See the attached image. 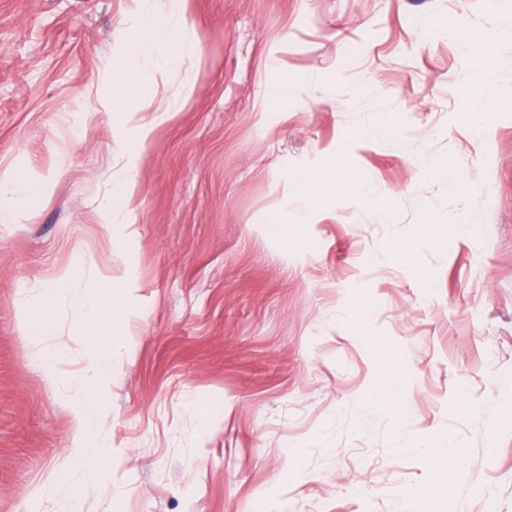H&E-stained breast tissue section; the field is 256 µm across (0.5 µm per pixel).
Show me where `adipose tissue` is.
I'll return each mask as SVG.
<instances>
[{"instance_id": "ef3b65f1", "label": "adipose tissue", "mask_w": 512, "mask_h": 512, "mask_svg": "<svg viewBox=\"0 0 512 512\" xmlns=\"http://www.w3.org/2000/svg\"><path fill=\"white\" fill-rule=\"evenodd\" d=\"M183 8L170 10L153 8L140 13L133 35L126 43L129 65L122 70L112 71L110 78L119 88H132L145 97L154 96L158 78L163 69L150 66L149 60L161 57L167 63H175L188 56H199L196 43L185 42L180 36ZM512 38V28L500 29L489 34L473 32L469 35L471 44L470 66L462 79L463 89L480 86L490 79L494 71L512 65V59L491 54L490 48L498 41ZM137 182L129 175L116 179L115 191L110 200L101 205L104 222L102 230L114 245H121L125 238L135 233L133 225L128 224V206L137 192ZM329 190L340 195L360 193L369 197L373 187L358 185L351 176L342 173H330L329 176H311L297 186V197L303 206H310L318 191ZM109 302L99 279L87 280L82 296L77 304L78 321L89 340L92 351L83 370L84 382L101 383L107 381L112 373L114 350L104 348L99 339L106 327L101 315ZM98 406L90 392H82L73 403L74 444L67 456L63 482L69 489V505L72 512H78L80 499L78 490L90 483L100 482L104 472L100 466L103 450L96 441L98 429Z\"/></svg>"}]
</instances>
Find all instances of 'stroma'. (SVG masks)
Wrapping results in <instances>:
<instances>
[{
	"instance_id": "stroma-1",
	"label": "stroma",
	"mask_w": 512,
	"mask_h": 512,
	"mask_svg": "<svg viewBox=\"0 0 512 512\" xmlns=\"http://www.w3.org/2000/svg\"><path fill=\"white\" fill-rule=\"evenodd\" d=\"M138 11L0 0V174L34 187L26 221L0 223V512L68 508L65 489H39L73 444L90 350L73 298L108 268L124 285L103 343L125 353L94 397L112 497L85 485L83 512H402L450 443L459 468L429 512H512V67L464 94L469 46L413 26L499 29L512 0H188L203 64L162 73L174 116L145 139L78 110L114 93ZM331 162L376 198L320 194L307 223L272 233ZM125 167L136 233L115 252L98 208ZM44 310V345L68 346L60 375L27 350ZM384 358L392 414L368 408Z\"/></svg>"
}]
</instances>
